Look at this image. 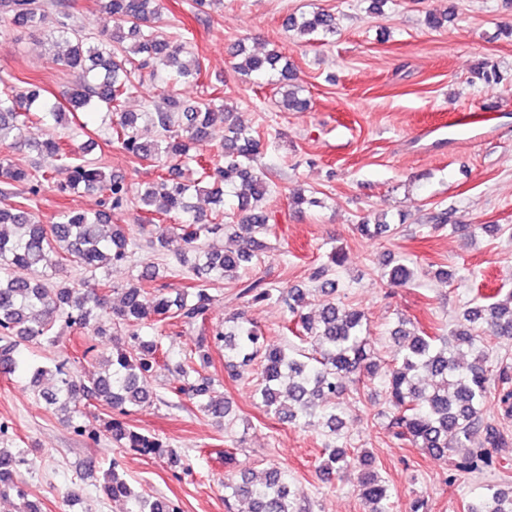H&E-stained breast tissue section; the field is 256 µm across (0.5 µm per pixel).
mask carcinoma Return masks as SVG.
<instances>
[{"label": "carcinoma", "mask_w": 512, "mask_h": 512, "mask_svg": "<svg viewBox=\"0 0 512 512\" xmlns=\"http://www.w3.org/2000/svg\"><path fill=\"white\" fill-rule=\"evenodd\" d=\"M160 9V0H102L103 28L91 36L77 24L73 0H0L1 22L46 32L51 46H64L53 60L78 74L62 102L48 98L46 90L31 81L18 92H0V149L5 151L0 157V197H13L19 186L26 194L19 204L0 206V224L13 227L10 233H0V375L26 373L28 390L94 443L103 435L130 452L165 454L178 463L180 456L161 438L125 421L157 400L154 381L163 336L154 329L165 322L175 327L205 323L216 301L211 285L234 278L237 270L261 257L267 249L262 237L270 230L266 200L271 188L257 164L260 139L233 121L232 108L219 97L188 103L175 90L180 82L199 79L201 63L187 34L172 35L156 25ZM285 26L301 38L324 40L336 34V17L318 10L290 16ZM231 55L240 73L268 75L276 82L283 109L307 110L302 88L294 84L295 75L281 53L249 54L238 45ZM144 69L149 70L151 83L159 79L164 85L158 101L143 92ZM136 96L144 100L143 110H125L126 101ZM87 112L103 116L108 134L116 135L133 163L157 167L161 173L135 189L106 173L100 163L76 156L54 131L38 141L31 137L36 123L69 124ZM142 119L156 130L154 138L141 135ZM218 123L226 128L224 141L215 157L206 159L198 154L199 146ZM27 150L36 153L37 160L25 167L7 156ZM192 170L197 177L186 176ZM50 185L64 194H98L100 209L63 211L56 221L45 224L33 208ZM229 185L237 190V224L224 223V187ZM202 192L214 198L216 208L209 214L191 202ZM134 204L176 220L154 225L151 245L174 253L177 265L193 281L191 290L170 288L153 262L137 266L121 286L108 279L109 269L127 262L137 246L125 225L112 223L111 214ZM220 236L241 244L234 251H218L211 239ZM342 262L336 251L314 271L312 280L325 299L313 315L304 312L302 288L279 291L261 282L245 288L253 304L280 298L290 321L301 328V344L266 343L240 315L228 329L204 328L194 351L174 364L182 378L177 395L219 425L228 422L232 407L217 392L215 379L205 374L213 349L222 348L231 373L242 376L258 370L257 392L267 411L282 421L336 435L344 426L342 404L350 386L380 374L390 410L387 427L396 439L435 461L450 460L460 472L481 474L501 467L502 458L490 449L507 448L509 442L486 415L493 403L512 413V365L490 363L481 325H488L494 336L512 337V291L499 292L487 303L475 301L449 336H429L399 323L392 331L394 358L383 367L374 360L364 313L336 300V280L330 271ZM67 263L92 278L80 284L47 278V271ZM382 277L394 286H405L414 281L415 271L391 257ZM103 313L109 315L106 323L99 321ZM64 328L90 335L93 344L84 350L85 359L105 346L107 370L78 373L65 361L43 364L18 352L23 343L44 351L56 348ZM90 401L103 402L111 410L99 430L81 423L82 408ZM24 465L21 451L0 446V498L16 499L19 512H42L30 499ZM118 468L114 460L91 457L83 463L80 480L103 472L99 492L113 500H129L130 512H181L171 499L136 492ZM348 468L358 473L359 496L370 505L369 512H388L383 502L390 491L368 451L323 449V473ZM224 490L228 510L232 500L242 498L250 512H308L303 492L278 466L268 468L258 482L242 469L237 480L224 483ZM465 512H512V493L488 485Z\"/></svg>", "instance_id": "1"}]
</instances>
